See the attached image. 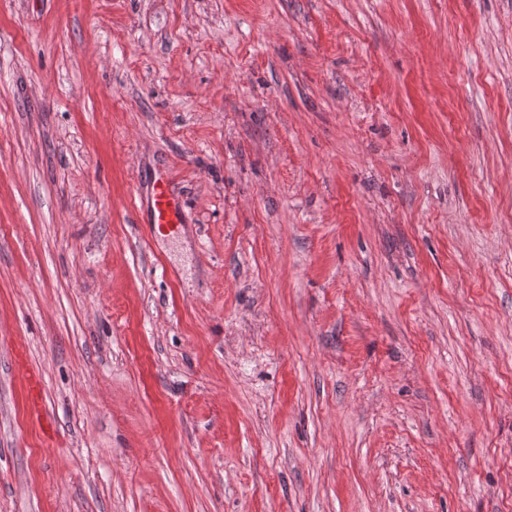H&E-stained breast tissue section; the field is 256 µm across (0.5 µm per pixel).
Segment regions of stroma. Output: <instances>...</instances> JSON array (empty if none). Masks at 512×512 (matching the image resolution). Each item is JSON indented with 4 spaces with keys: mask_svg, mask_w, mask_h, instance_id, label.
<instances>
[{
    "mask_svg": "<svg viewBox=\"0 0 512 512\" xmlns=\"http://www.w3.org/2000/svg\"><path fill=\"white\" fill-rule=\"evenodd\" d=\"M0 512H512V0H0ZM181 222L182 212L179 200L170 189L168 181L159 177L153 186L151 224H156L159 229H170Z\"/></svg>",
    "mask_w": 512,
    "mask_h": 512,
    "instance_id": "stroma-1",
    "label": "stroma"
}]
</instances>
